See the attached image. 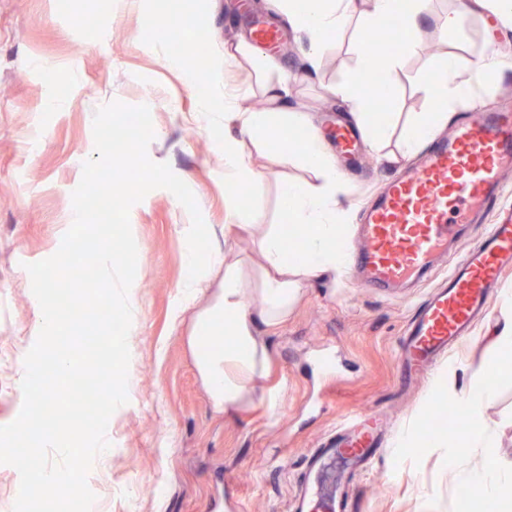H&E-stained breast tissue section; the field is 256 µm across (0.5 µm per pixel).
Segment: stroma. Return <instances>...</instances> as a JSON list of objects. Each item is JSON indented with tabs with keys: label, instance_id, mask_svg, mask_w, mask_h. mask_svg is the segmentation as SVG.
<instances>
[{
	"label": "stroma",
	"instance_id": "35a3bbf8",
	"mask_svg": "<svg viewBox=\"0 0 512 512\" xmlns=\"http://www.w3.org/2000/svg\"><path fill=\"white\" fill-rule=\"evenodd\" d=\"M458 2L431 0L420 52L396 74L393 100L379 107L389 126L381 153L361 148L359 164L342 175L349 196L344 240L387 179L406 167L397 158L401 144L429 109L422 70L443 53L436 18ZM251 12L281 24L268 0H0V426L22 408L24 358L41 312L26 266L55 254L71 226L72 193L94 154L100 106H149L148 157L168 163L192 190L213 248L239 260L245 294L254 296L256 242L287 223L281 187L314 175L295 154L279 155L266 141L251 147L263 178L240 189L225 184L218 133L198 116L205 90L219 82L242 107L303 112L328 131L329 120L348 119L330 90L367 59L371 29L353 11L317 68H308L307 45L291 34L286 50L273 56L277 71L265 69L260 52L205 72L200 82L168 69L143 37L147 25H160L220 55L225 42L248 41ZM460 37L467 46L461 69L492 55L500 62L499 83L480 88L479 100L512 106V27L486 11L468 17ZM240 196L258 213V225L249 234L225 233L226 203ZM132 213L138 249L128 335L133 384L108 423L109 460L88 473L98 512H296L293 497L313 449L359 410L381 416L388 443L356 479L353 512H499L500 499L472 504L468 483L448 468L450 448L427 446L425 438L443 427L469 430L467 415L448 414L443 404L493 356L486 334L501 314L500 297L427 378L403 386L398 340L426 287L390 295L352 287L344 271L312 281L271 334L264 392L248 395L227 415L211 403L188 345L207 302L202 295L186 306L180 294L181 228L191 217L165 189L150 191ZM178 306L183 313L176 318ZM492 386L481 421L494 437L500 466L512 470V378ZM402 433L415 447H395Z\"/></svg>",
	"mask_w": 512,
	"mask_h": 512
}]
</instances>
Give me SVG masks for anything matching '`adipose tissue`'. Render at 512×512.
I'll return each mask as SVG.
<instances>
[{"label":"adipose tissue","instance_id":"ef3b65f1","mask_svg":"<svg viewBox=\"0 0 512 512\" xmlns=\"http://www.w3.org/2000/svg\"><path fill=\"white\" fill-rule=\"evenodd\" d=\"M351 3L352 0H281V10L289 26L303 34L308 42L306 61L310 67L318 66L328 47V37L344 25ZM428 12L429 0H363L361 15L365 20L381 22L402 14L408 19L413 35L397 48L377 55L373 67L356 69L344 83L333 88V95L351 103V114L358 126L369 127L374 119L369 79L383 80L385 98L393 97L392 77L407 57L418 52L415 33ZM459 25V18L453 12L438 23L441 38L452 40V49L428 68L424 87L430 107L420 118L416 135L403 141L401 158L415 154L434 138L438 125L452 118L458 105L474 101L476 85L499 66L498 60L492 57L478 69L468 72L459 69L458 56L464 49L454 39ZM201 110L209 125L224 130L226 184L237 186L260 180L262 172L249 144L264 140L274 141L281 153L296 151L302 165L316 176L312 182H288L282 187L281 204L291 223L290 232L286 235L271 232L258 243L263 263L257 306L248 305L239 275L232 265L226 264L221 253L201 259L199 239L203 227L192 224L185 230L187 272L180 288L186 301L195 300L216 265L224 267V286L211 294L208 307L197 319L189 346L211 402L229 415L240 409L247 393L254 391L268 372L271 344L265 339V332L287 319L288 310L305 282L335 274L345 265L346 254L338 243L344 220L340 199L343 187L324 135L313 131L305 135L300 145H293L296 114L242 109L217 85L203 100ZM217 328L224 332L223 341L203 345L202 337ZM482 370V375L474 377L470 386L456 397L460 409L476 420L483 404L493 394L486 373L511 371L512 364L492 358L483 364ZM462 442L465 447L482 449L485 466L480 472H467L464 458L458 456L452 460L451 467L466 472L470 485L482 497L512 488V472L502 471L492 452V434L476 424L463 436Z\"/></svg>","mask_w":512,"mask_h":512}]
</instances>
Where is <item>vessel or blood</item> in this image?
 Masks as SVG:
<instances>
[{
  "mask_svg": "<svg viewBox=\"0 0 512 512\" xmlns=\"http://www.w3.org/2000/svg\"><path fill=\"white\" fill-rule=\"evenodd\" d=\"M254 42L274 52L279 32L256 22ZM512 170V113L495 103L471 113L448 138L434 143L425 160L391 179L357 228L350 251L354 284L392 292L423 278L448 254L458 233V214L473 219L496 205L505 172ZM512 271V220L489 225L485 235L449 267L399 338L402 379L422 375L438 358L464 342L488 313L492 291ZM379 420L362 413L337 430L320 449L319 466H307L295 501L300 512L323 504L327 512H351L348 487L332 471L354 474L372 462Z\"/></svg>",
  "mask_w": 512,
  "mask_h": 512,
  "instance_id": "obj_1",
  "label": "vessel or blood"
}]
</instances>
